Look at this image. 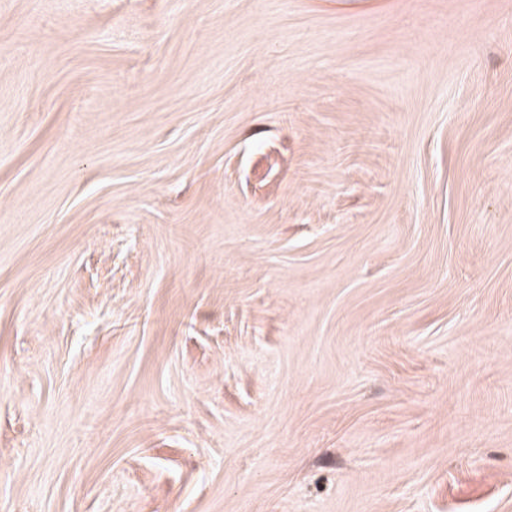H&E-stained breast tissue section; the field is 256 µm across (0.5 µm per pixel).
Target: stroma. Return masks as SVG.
<instances>
[{
  "instance_id": "obj_1",
  "label": "stroma",
  "mask_w": 512,
  "mask_h": 512,
  "mask_svg": "<svg viewBox=\"0 0 512 512\" xmlns=\"http://www.w3.org/2000/svg\"><path fill=\"white\" fill-rule=\"evenodd\" d=\"M0 512H512V0H0Z\"/></svg>"
}]
</instances>
